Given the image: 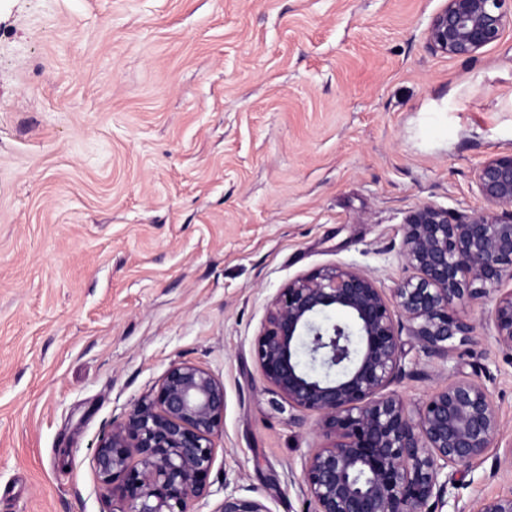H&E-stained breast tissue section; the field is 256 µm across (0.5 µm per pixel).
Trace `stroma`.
Here are the masks:
<instances>
[{"label": "stroma", "mask_w": 512, "mask_h": 512, "mask_svg": "<svg viewBox=\"0 0 512 512\" xmlns=\"http://www.w3.org/2000/svg\"><path fill=\"white\" fill-rule=\"evenodd\" d=\"M443 0H0V512H112L101 437L168 367L224 385L210 493L313 512L323 439L254 357L270 301L317 269L390 289L404 221L486 203L477 167L512 151V28L474 60L435 53ZM493 299L447 360L405 338L410 410L483 382L496 448L436 512L512 493V350Z\"/></svg>", "instance_id": "35a3bbf8"}]
</instances>
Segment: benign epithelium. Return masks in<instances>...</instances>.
I'll return each mask as SVG.
<instances>
[{
	"label": "benign epithelium",
	"mask_w": 512,
	"mask_h": 512,
	"mask_svg": "<svg viewBox=\"0 0 512 512\" xmlns=\"http://www.w3.org/2000/svg\"><path fill=\"white\" fill-rule=\"evenodd\" d=\"M512 27V0H445L427 40L449 57L473 59ZM475 178L489 209L452 222L422 205L405 219L402 257L416 271L385 293L342 266L280 289L254 342L256 364L277 393L317 417L325 445L309 451L302 482L313 512H432L448 503L453 475L467 472L499 436L484 384L455 378L417 412L390 390L400 379L402 328L429 358L477 344L463 306L512 280V153L481 163ZM495 340L512 350V291L495 299ZM224 425V384L207 369L172 364L157 388L112 425L95 450L113 512H194L210 493L215 438ZM219 512H270L233 489ZM477 512H512V493L483 499Z\"/></svg>",
	"instance_id": "obj_1"
}]
</instances>
